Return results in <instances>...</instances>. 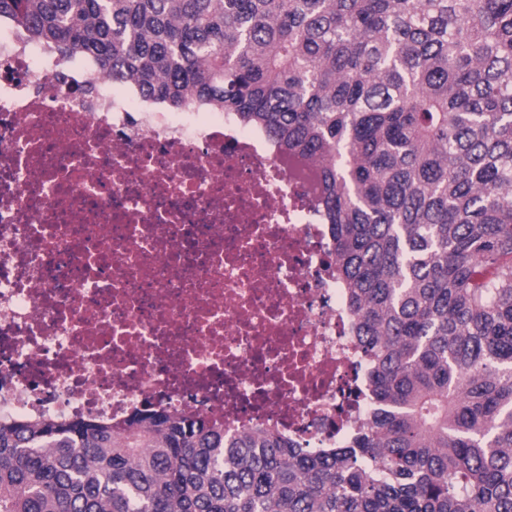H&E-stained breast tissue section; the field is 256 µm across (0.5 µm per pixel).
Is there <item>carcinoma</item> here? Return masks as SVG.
<instances>
[{"label":"carcinoma","mask_w":512,"mask_h":512,"mask_svg":"<svg viewBox=\"0 0 512 512\" xmlns=\"http://www.w3.org/2000/svg\"><path fill=\"white\" fill-rule=\"evenodd\" d=\"M320 165L372 361L356 446L138 413L0 425V512H512V0H0Z\"/></svg>","instance_id":"1"}]
</instances>
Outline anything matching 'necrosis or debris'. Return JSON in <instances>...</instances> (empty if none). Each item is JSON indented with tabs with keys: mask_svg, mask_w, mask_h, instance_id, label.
I'll return each mask as SVG.
<instances>
[{
	"mask_svg": "<svg viewBox=\"0 0 512 512\" xmlns=\"http://www.w3.org/2000/svg\"><path fill=\"white\" fill-rule=\"evenodd\" d=\"M318 174L0 16V421L148 405L347 447L376 400Z\"/></svg>",
	"mask_w": 512,
	"mask_h": 512,
	"instance_id": "1",
	"label": "necrosis or debris"
}]
</instances>
